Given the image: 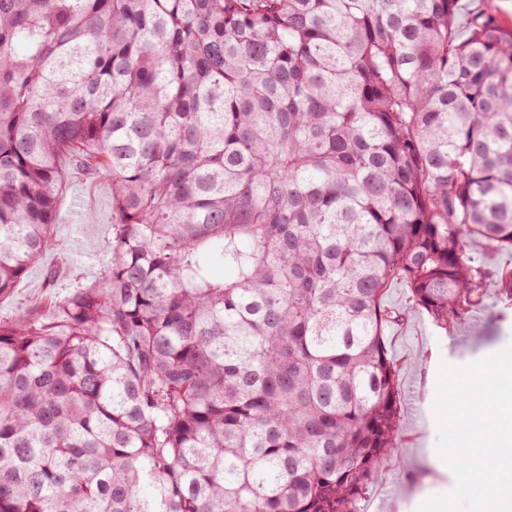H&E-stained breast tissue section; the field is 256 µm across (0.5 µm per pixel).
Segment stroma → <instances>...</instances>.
Segmentation results:
<instances>
[{"instance_id": "stroma-1", "label": "stroma", "mask_w": 512, "mask_h": 512, "mask_svg": "<svg viewBox=\"0 0 512 512\" xmlns=\"http://www.w3.org/2000/svg\"><path fill=\"white\" fill-rule=\"evenodd\" d=\"M112 187L106 180L77 176L61 199L56 246L33 265L13 293L0 298V315L16 316L46 297L63 298L75 276L92 282L111 256ZM498 280L489 277L483 308L446 334L426 313L409 311L404 323L385 331L399 363L403 427L393 458L378 471L360 503L362 512H417L428 497L450 491L453 472L439 470L438 433L431 412L440 361L465 365L512 343V306L497 301Z\"/></svg>"}]
</instances>
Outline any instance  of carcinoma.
Wrapping results in <instances>:
<instances>
[{"mask_svg": "<svg viewBox=\"0 0 512 512\" xmlns=\"http://www.w3.org/2000/svg\"><path fill=\"white\" fill-rule=\"evenodd\" d=\"M458 14L0 0V297L71 176L112 185L104 276L0 318V512H361L388 286L451 332L468 241L512 251V36Z\"/></svg>", "mask_w": 512, "mask_h": 512, "instance_id": "obj_1", "label": "carcinoma"}]
</instances>
